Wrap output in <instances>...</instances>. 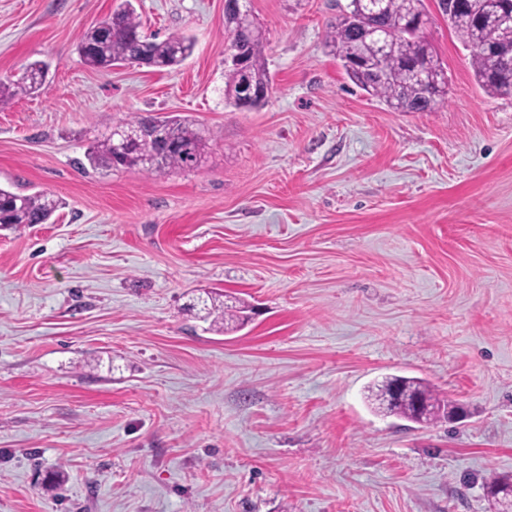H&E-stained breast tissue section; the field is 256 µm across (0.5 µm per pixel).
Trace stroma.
<instances>
[{"label":"stroma","instance_id":"35a3bbf8","mask_svg":"<svg viewBox=\"0 0 512 512\" xmlns=\"http://www.w3.org/2000/svg\"><path fill=\"white\" fill-rule=\"evenodd\" d=\"M119 0H0V185L63 201L0 227V512H491L512 476V97L475 81L440 13L431 112L361 91L323 42L349 0H251L266 104L224 100V0H138L144 35L188 33L179 68L99 72L81 34ZM191 115V172L102 173L118 119ZM253 307L241 331L186 306ZM417 377L461 409L421 426L365 388ZM48 66L43 61H34L25 66L22 75L16 79H0V107H5L20 95H32L43 86Z\"/></svg>","mask_w":512,"mask_h":512}]
</instances>
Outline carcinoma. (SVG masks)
<instances>
[{"label":"carcinoma","instance_id":"cac0c4a2","mask_svg":"<svg viewBox=\"0 0 512 512\" xmlns=\"http://www.w3.org/2000/svg\"><path fill=\"white\" fill-rule=\"evenodd\" d=\"M459 40L471 50L470 66L479 87L492 97L512 96V0H484L475 9L469 0H437ZM360 0H350L348 11L326 24L325 48L340 61L349 79L361 90L397 112H431L448 96V70L436 49L419 32L428 23L424 0H383L382 8L365 16V27L354 23L361 13ZM241 10H251L250 2L224 0L231 51L245 56V70H225V99L234 108L257 109L264 100L240 105L243 85L270 86L264 62L266 37L255 31L252 22L238 21ZM141 24L131 0H123L107 19L80 37L78 53L85 65L108 71L127 63H147L159 70L183 64L193 53L195 40L172 34L162 40L142 35ZM48 66L34 61L16 79H0V107L20 95L38 92ZM153 122L167 130L168 145L164 167L156 170L152 161L159 145L150 139L132 138L121 153L112 147V132L89 142L85 157L95 170L137 169L160 175L197 168L208 149V138L196 120L181 115L161 116L154 112L120 119L115 129H130ZM63 205L47 192L23 194L0 187V225L45 224ZM198 318L226 330L242 328L249 320L248 307L231 295L220 300L211 292L197 298ZM367 401L375 412L395 415L418 424L448 418L451 405L438 397L423 380L387 375L367 389Z\"/></svg>","mask_w":512,"mask_h":512}]
</instances>
